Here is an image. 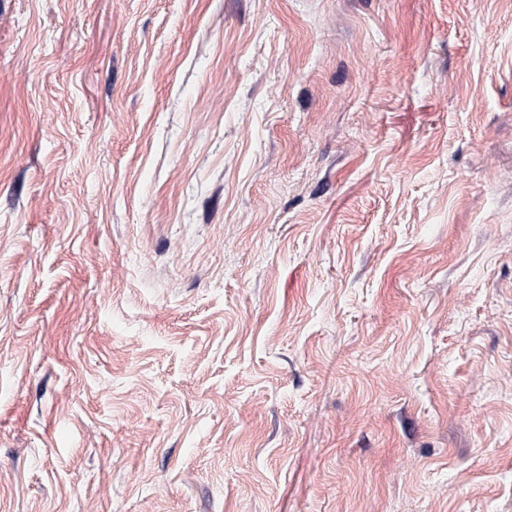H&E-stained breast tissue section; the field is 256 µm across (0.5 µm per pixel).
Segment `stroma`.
<instances>
[{"label": "stroma", "instance_id": "obj_1", "mask_svg": "<svg viewBox=\"0 0 512 512\" xmlns=\"http://www.w3.org/2000/svg\"><path fill=\"white\" fill-rule=\"evenodd\" d=\"M0 512H512V0H0Z\"/></svg>", "mask_w": 512, "mask_h": 512}]
</instances>
